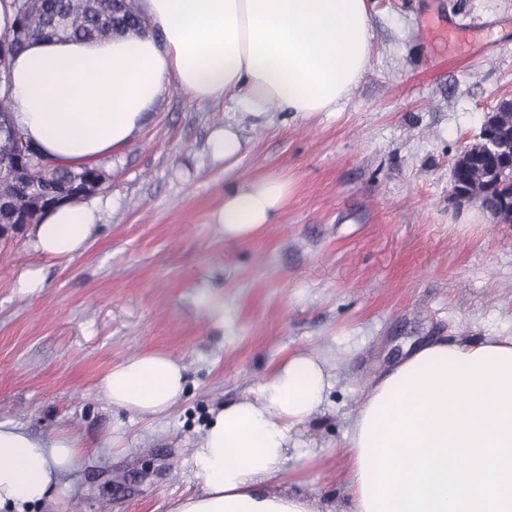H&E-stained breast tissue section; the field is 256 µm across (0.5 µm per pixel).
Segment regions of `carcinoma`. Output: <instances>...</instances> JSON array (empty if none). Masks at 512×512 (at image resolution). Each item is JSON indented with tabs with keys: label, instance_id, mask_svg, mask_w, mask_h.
Returning a JSON list of instances; mask_svg holds the SVG:
<instances>
[{
	"label": "carcinoma",
	"instance_id": "carcinoma-1",
	"mask_svg": "<svg viewBox=\"0 0 512 512\" xmlns=\"http://www.w3.org/2000/svg\"><path fill=\"white\" fill-rule=\"evenodd\" d=\"M16 22L24 23L27 36L14 43L9 57L22 51L35 38L58 40L101 41L127 29L142 26L139 0H14ZM12 98L0 97V121L21 139L23 145L41 153L40 148L17 131L11 121ZM501 151L478 141L469 150L464 161L457 164L455 179L458 187L478 197L482 206L512 223V182L503 177ZM74 176H85L102 185L104 174L97 168L85 167L79 171L57 167L47 175L35 170L28 175L41 185L40 194L63 197L70 194ZM8 199V206L0 208V224H13L24 216L35 224L44 211L38 199L18 184L0 185V197Z\"/></svg>",
	"mask_w": 512,
	"mask_h": 512
}]
</instances>
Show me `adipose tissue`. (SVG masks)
Wrapping results in <instances>:
<instances>
[{"mask_svg": "<svg viewBox=\"0 0 512 512\" xmlns=\"http://www.w3.org/2000/svg\"><path fill=\"white\" fill-rule=\"evenodd\" d=\"M149 27L105 41L38 39L13 57V120L54 165L80 169L128 144L168 85L197 100L233 95L236 109L261 118L292 112L306 119L337 111L369 61L365 0H139ZM288 182L264 177L228 189L213 213L225 239L244 240L273 223ZM103 205L93 196L48 208L32 227L42 256L72 261L94 237ZM512 352V336L448 342L413 350L364 389L349 416L346 463L339 474L346 512H369L361 461L370 448L365 416L390 384L409 386L414 366L436 357L468 364L490 348ZM185 368L163 352L112 367L97 392L139 416L168 415L185 391ZM334 387L325 359L293 352L277 365L257 399L224 404L192 454L200 493L171 512H334L332 504L286 477L291 432L308 421ZM82 445L68 432L43 440L0 421V512L52 503L74 472ZM279 481L271 489V481Z\"/></svg>", "mask_w": 512, "mask_h": 512, "instance_id": "ef3b65f1", "label": "adipose tissue"}]
</instances>
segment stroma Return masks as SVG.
Masks as SVG:
<instances>
[{
  "label": "stroma",
  "instance_id": "1",
  "mask_svg": "<svg viewBox=\"0 0 512 512\" xmlns=\"http://www.w3.org/2000/svg\"><path fill=\"white\" fill-rule=\"evenodd\" d=\"M366 5L369 65L339 111L258 123L232 98L168 87L133 141L98 161L112 205L84 253L45 258L27 228L0 241V421L86 447L54 512H168L202 486L191 454L210 411L257 397L295 351L325 357L338 381L293 431L288 469L337 497L348 415L370 381L436 338L512 336V224L451 191L455 158L512 98V0ZM227 124L243 142L229 170L210 148ZM267 176L289 184L277 222L224 240L211 215L225 188ZM31 266L44 284L24 293ZM146 351L186 368L159 422L96 391Z\"/></svg>",
  "mask_w": 512,
  "mask_h": 512
}]
</instances>
